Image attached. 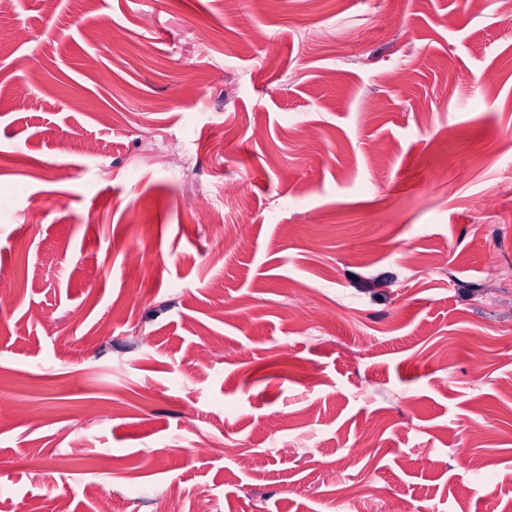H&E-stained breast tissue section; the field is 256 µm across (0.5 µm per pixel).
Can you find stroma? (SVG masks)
Segmentation results:
<instances>
[{
  "instance_id": "35a3bbf8",
  "label": "stroma",
  "mask_w": 512,
  "mask_h": 512,
  "mask_svg": "<svg viewBox=\"0 0 512 512\" xmlns=\"http://www.w3.org/2000/svg\"><path fill=\"white\" fill-rule=\"evenodd\" d=\"M511 267L504 0L0 11V512H512Z\"/></svg>"
}]
</instances>
